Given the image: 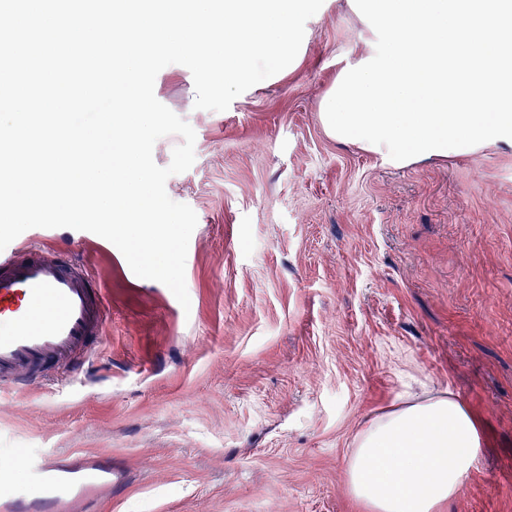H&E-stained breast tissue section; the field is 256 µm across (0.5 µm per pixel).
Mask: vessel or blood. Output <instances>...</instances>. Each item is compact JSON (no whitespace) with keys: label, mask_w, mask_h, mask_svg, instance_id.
I'll use <instances>...</instances> for the list:
<instances>
[{"label":"vessel or blood","mask_w":512,"mask_h":512,"mask_svg":"<svg viewBox=\"0 0 512 512\" xmlns=\"http://www.w3.org/2000/svg\"><path fill=\"white\" fill-rule=\"evenodd\" d=\"M104 324V300L80 263L36 246L0 251V388L59 376L75 366ZM32 494H1L0 512H96L116 473L98 456L49 455L16 463Z\"/></svg>","instance_id":"b4317fda"}]
</instances>
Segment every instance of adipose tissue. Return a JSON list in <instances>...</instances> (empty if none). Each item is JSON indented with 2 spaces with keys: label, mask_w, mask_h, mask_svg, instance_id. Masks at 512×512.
I'll return each instance as SVG.
<instances>
[{
  "label": "adipose tissue",
  "mask_w": 512,
  "mask_h": 512,
  "mask_svg": "<svg viewBox=\"0 0 512 512\" xmlns=\"http://www.w3.org/2000/svg\"><path fill=\"white\" fill-rule=\"evenodd\" d=\"M484 442L482 418L451 392L402 399L356 434L348 490L366 512H441Z\"/></svg>",
  "instance_id": "1"
}]
</instances>
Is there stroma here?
<instances>
[{
    "mask_svg": "<svg viewBox=\"0 0 512 512\" xmlns=\"http://www.w3.org/2000/svg\"><path fill=\"white\" fill-rule=\"evenodd\" d=\"M297 67L194 107L189 69L156 98L194 129L166 182L197 215L189 308L88 231L32 228L105 297L67 393H0V457L103 454L101 512H363L346 461L399 399L450 391L488 423L444 512H512V148L395 168L325 133L318 103L363 28L324 0Z\"/></svg>",
    "mask_w": 512,
    "mask_h": 512,
    "instance_id": "stroma-1",
    "label": "stroma"
}]
</instances>
